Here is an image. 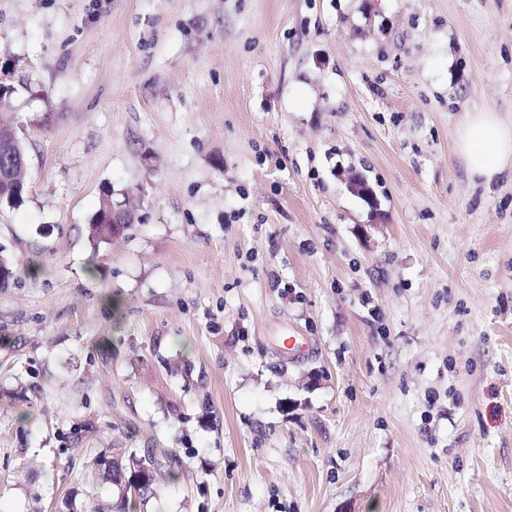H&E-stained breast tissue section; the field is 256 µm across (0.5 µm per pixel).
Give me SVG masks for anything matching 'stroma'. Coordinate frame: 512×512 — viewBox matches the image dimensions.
Segmentation results:
<instances>
[{
  "label": "stroma",
  "instance_id": "1",
  "mask_svg": "<svg viewBox=\"0 0 512 512\" xmlns=\"http://www.w3.org/2000/svg\"><path fill=\"white\" fill-rule=\"evenodd\" d=\"M1 53L0 512L115 510L112 448L179 462L137 512H512V173L455 146L512 0H0ZM8 125H4L1 130V147H0V205L3 203L13 206L23 201L27 187L23 179V167L20 164L26 161V149L23 142L20 147L5 146L4 137L8 135ZM10 176L12 181L10 180ZM112 203V193L107 191L103 193V196L99 200L98 209L94 215L93 221L88 225V237L93 242H106L112 239V234L114 232V236H118L121 231L128 225L133 222L132 218L124 211L118 210L114 211L109 210L106 213L105 222L102 224L101 215L102 210L105 206H109L108 200ZM112 225V228H111Z\"/></svg>",
  "mask_w": 512,
  "mask_h": 512
}]
</instances>
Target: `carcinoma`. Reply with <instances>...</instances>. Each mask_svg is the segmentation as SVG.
Returning a JSON list of instances; mask_svg holds the SVG:
<instances>
[{
	"label": "carcinoma",
	"instance_id": "obj_1",
	"mask_svg": "<svg viewBox=\"0 0 512 512\" xmlns=\"http://www.w3.org/2000/svg\"><path fill=\"white\" fill-rule=\"evenodd\" d=\"M25 160V146L0 147V205L6 203L16 206L23 201L27 187L21 162ZM111 198V192L103 193L93 221L88 225V237L94 242L112 239L111 225L101 223L102 210ZM90 473L98 485L112 482L124 484L123 504L131 507L133 497H141L140 490L167 475H174L173 458L166 451L159 456H139L132 450L127 453L122 451L114 456L104 453L92 460Z\"/></svg>",
	"mask_w": 512,
	"mask_h": 512
}]
</instances>
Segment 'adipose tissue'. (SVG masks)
I'll return each mask as SVG.
<instances>
[{
	"mask_svg": "<svg viewBox=\"0 0 512 512\" xmlns=\"http://www.w3.org/2000/svg\"><path fill=\"white\" fill-rule=\"evenodd\" d=\"M456 149L470 177L492 182L512 164V123L497 113H468L456 130Z\"/></svg>",
	"mask_w": 512,
	"mask_h": 512,
	"instance_id": "adipose-tissue-1",
	"label": "adipose tissue"
}]
</instances>
